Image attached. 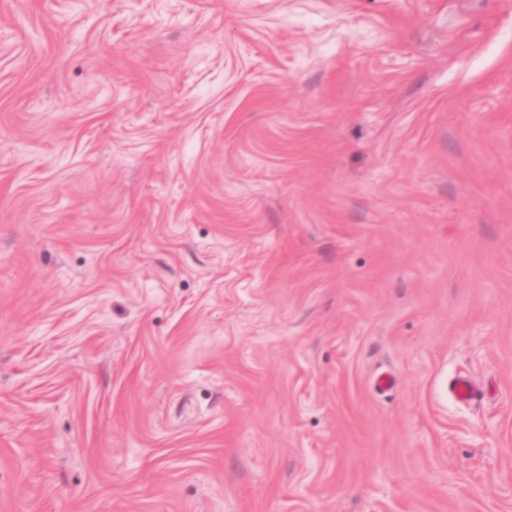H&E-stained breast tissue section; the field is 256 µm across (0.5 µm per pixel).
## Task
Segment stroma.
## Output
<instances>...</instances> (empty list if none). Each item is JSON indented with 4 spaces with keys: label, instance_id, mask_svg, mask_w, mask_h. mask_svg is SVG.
Returning <instances> with one entry per match:
<instances>
[{
    "label": "stroma",
    "instance_id": "35a3bbf8",
    "mask_svg": "<svg viewBox=\"0 0 512 512\" xmlns=\"http://www.w3.org/2000/svg\"><path fill=\"white\" fill-rule=\"evenodd\" d=\"M0 512H512V0H0Z\"/></svg>",
    "mask_w": 512,
    "mask_h": 512
}]
</instances>
